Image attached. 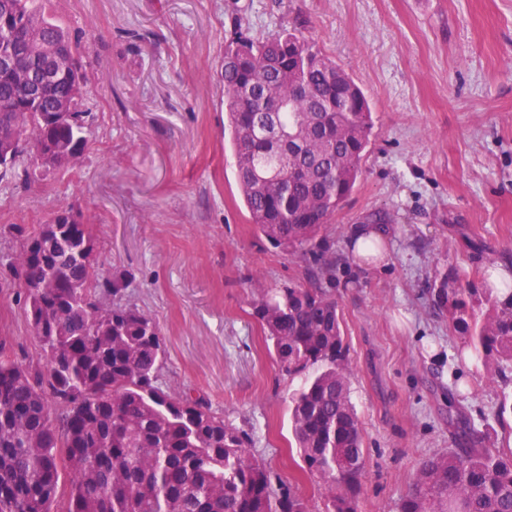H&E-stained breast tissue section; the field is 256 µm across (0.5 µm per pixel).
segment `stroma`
Segmentation results:
<instances>
[{
  "label": "stroma",
  "mask_w": 512,
  "mask_h": 512,
  "mask_svg": "<svg viewBox=\"0 0 512 512\" xmlns=\"http://www.w3.org/2000/svg\"><path fill=\"white\" fill-rule=\"evenodd\" d=\"M52 15L90 43L89 142L46 178L0 176L1 269L21 231L61 209L93 219L99 271L123 281L118 303L158 324L171 391L194 390L250 428L259 460L325 512L291 429L300 382L280 371L252 307L258 283L306 276L248 221L221 77L236 26L260 40L301 33L351 76L374 119L321 243L336 254L330 288L365 448L357 510L397 512L422 462L452 447L451 412L503 439L496 412L512 381L463 356L429 288L438 272L480 281L512 269V0H54ZM377 212L389 215L393 260L362 271L350 231ZM0 338L40 354L9 276Z\"/></svg>",
  "instance_id": "1"
}]
</instances>
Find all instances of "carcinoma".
<instances>
[{
    "label": "carcinoma",
    "instance_id": "1",
    "mask_svg": "<svg viewBox=\"0 0 512 512\" xmlns=\"http://www.w3.org/2000/svg\"><path fill=\"white\" fill-rule=\"evenodd\" d=\"M50 0H0L16 17L31 81V49L51 40L82 66L86 48L47 12ZM224 106L237 180L250 223L305 263L311 286L260 285L254 315L280 365L302 378L291 402L292 432L307 472L322 482L326 512H357L365 465L350 389L349 346L328 285L336 259L318 247L350 196L373 129L370 106L348 74L303 35L263 40L235 33L224 46ZM85 81L38 84L0 74V153L15 170L26 152L61 147L57 166L87 146ZM254 98L240 103L241 90ZM276 104L280 151L254 131L262 102ZM94 223L40 224L9 273L39 339L25 362L0 342V512H51L63 475L61 512H309L295 488L260 462L250 430L224 421L208 400L167 390L157 324L105 299L123 288L98 276ZM434 309L470 355L512 369V289L446 272L429 288ZM484 305L486 310L478 307ZM457 447L424 461L400 512H512V448H489L470 416L458 413Z\"/></svg>",
    "mask_w": 512,
    "mask_h": 512
}]
</instances>
